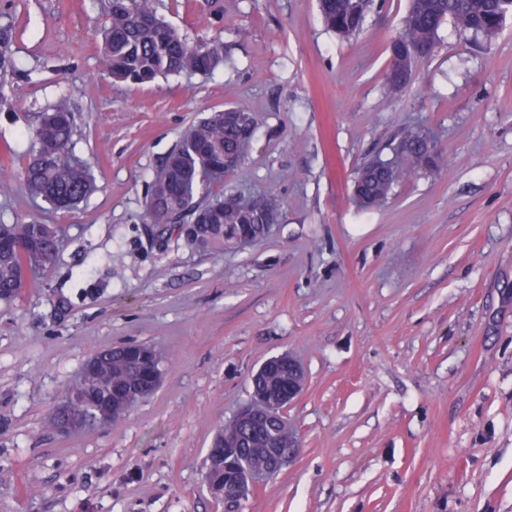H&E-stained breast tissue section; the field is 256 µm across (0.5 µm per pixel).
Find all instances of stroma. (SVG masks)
<instances>
[{"mask_svg":"<svg viewBox=\"0 0 512 512\" xmlns=\"http://www.w3.org/2000/svg\"><path fill=\"white\" fill-rule=\"evenodd\" d=\"M408 0H375L360 34L326 30L318 0H157L189 42L219 40L211 74L134 85L102 71L108 0H0L16 27L0 80V224L57 225L48 272L0 301V512H225L203 464L268 358L298 359L287 408L296 460L234 512H512V20L486 43L452 23L393 99L379 87ZM256 117L224 183L266 191L262 240L204 250L146 223L151 182L196 121ZM60 106L94 170L76 208L36 206L29 131ZM418 121L438 164H407L361 212L351 184ZM159 355L157 390L112 424L47 417L87 357ZM58 413H59V417H58L56 409H55L54 413H52L49 416V423L51 426L57 428L58 418H59V428H60V430H64V431L79 430V429L94 426L96 424H100L103 422V417L101 414L99 415L100 419L98 420V423H97L91 419H87L85 416L74 415V414L69 413L64 408L63 405L59 406Z\"/></svg>","mask_w":512,"mask_h":512,"instance_id":"35a3bbf8","label":"stroma"}]
</instances>
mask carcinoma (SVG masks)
<instances>
[{"label": "carcinoma", "instance_id": "cac0c4a2", "mask_svg": "<svg viewBox=\"0 0 512 512\" xmlns=\"http://www.w3.org/2000/svg\"><path fill=\"white\" fill-rule=\"evenodd\" d=\"M373 0H319L327 30L342 39L357 36ZM512 17L509 0H410L402 28L389 46L390 63L381 92L387 98L402 93L409 85L412 68L419 59L433 55L440 40L439 30L450 21L463 32L492 41L507 17ZM104 70L115 81L143 84L159 76L181 73L201 74L215 70L224 61V45L218 40L191 44L157 15L154 0H109L107 21L99 32ZM15 40L12 22H0V78L14 68L11 46ZM75 118L59 108L41 115L31 131V150L22 171L27 194L53 210H69L81 202L93 187L89 164L70 155ZM256 118L245 105L224 108V116H208L197 122L189 135L170 153L160 174L152 182L151 194L158 198L156 209L147 214L152 224L173 228L191 224H223L233 229L247 224L257 236L261 225L281 211L282 199L268 192L254 210H244L224 190V168L235 170L241 163L240 147L254 133ZM396 151L415 162L433 167L437 152L431 136L418 124L402 127ZM406 175L391 161L375 160L361 167L353 181L355 203L363 210L383 205L394 186ZM0 242L9 246L0 252V300L16 297L26 275L52 264L60 242L52 224H0ZM135 346H106L96 352L91 377L81 376L69 383L66 394L84 393L87 399L76 405L84 413L98 414L93 399L112 396L115 405L105 412L109 423L125 417V390L143 380L146 367L134 357ZM283 371L263 383L258 393L288 392V359ZM280 431L263 417L248 423L233 418L224 424V434L214 441L207 457L205 481L224 487L247 481V474L270 469L263 452ZM238 435L240 447L224 453V436Z\"/></svg>", "mask_w": 512, "mask_h": 512}]
</instances>
